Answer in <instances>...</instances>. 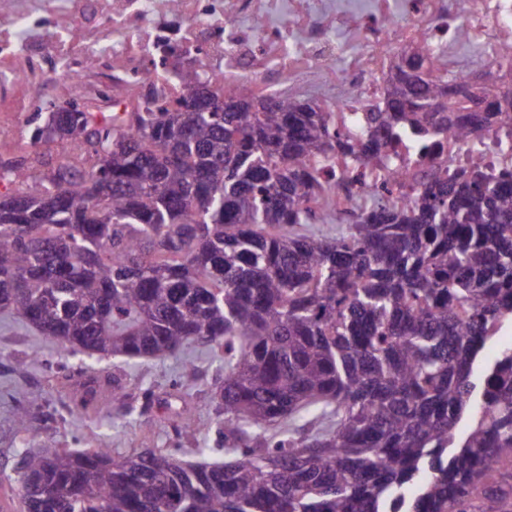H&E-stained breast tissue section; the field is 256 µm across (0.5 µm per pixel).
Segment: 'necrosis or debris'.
<instances>
[{"mask_svg":"<svg viewBox=\"0 0 512 512\" xmlns=\"http://www.w3.org/2000/svg\"><path fill=\"white\" fill-rule=\"evenodd\" d=\"M327 0H0V90L10 111L23 109L36 86L32 61L49 56L58 71L87 94L100 63H109L129 100L152 83L161 101L185 89L160 66L191 56L216 86L274 77L282 93L308 90L340 112L362 111L376 98L397 49L423 39L439 46L448 71L471 79L512 47V0H371L367 12L328 10ZM470 52H459V37ZM422 170L416 154L400 149L395 167L365 172L362 187L403 186Z\"/></svg>","mask_w":512,"mask_h":512,"instance_id":"obj_1","label":"necrosis or debris"}]
</instances>
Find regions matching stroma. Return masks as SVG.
Listing matches in <instances>:
<instances>
[{
	"label": "stroma",
	"mask_w": 512,
	"mask_h": 512,
	"mask_svg": "<svg viewBox=\"0 0 512 512\" xmlns=\"http://www.w3.org/2000/svg\"><path fill=\"white\" fill-rule=\"evenodd\" d=\"M61 80L50 61L41 62V91L22 114L12 138L0 146V156L29 162L42 156L55 165L84 169L83 155L74 152L68 141L37 145L30 141L32 129L44 122L50 104L57 102ZM87 369L118 384L126 403H111L96 416L72 414L71 378ZM223 375L220 350L199 347L165 358L94 360L65 351L56 339L14 319L0 317V472L12 470L24 448L95 444L106 445L116 456L163 448L175 458L192 461L200 457L196 451L201 448L205 461H223L220 419L209 401L212 387ZM183 390L190 391L196 402L199 429L193 433L175 432L168 423L171 396ZM22 407L30 412L29 430L23 434L14 426V415Z\"/></svg>",
	"instance_id": "1"
}]
</instances>
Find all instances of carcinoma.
I'll list each match as a JSON object with an SVG mask.
<instances>
[{
	"instance_id": "carcinoma-1",
	"label": "carcinoma",
	"mask_w": 512,
	"mask_h": 512,
	"mask_svg": "<svg viewBox=\"0 0 512 512\" xmlns=\"http://www.w3.org/2000/svg\"><path fill=\"white\" fill-rule=\"evenodd\" d=\"M136 112L60 102L32 143L71 141L95 163L34 176L0 159V314L91 358L224 351L212 401L224 462L100 447L20 453L32 512H512V346L476 370L512 318V171L485 162L496 125L512 149V89L485 111L440 51L399 52L361 124L298 97L208 85ZM470 160L430 164L408 206L373 192L336 224L358 179L404 145L433 155L448 132ZM476 417L460 440L455 428ZM173 429L197 431L187 404Z\"/></svg>"
}]
</instances>
